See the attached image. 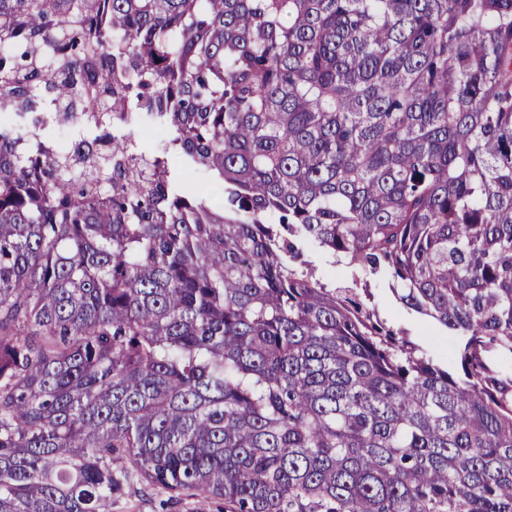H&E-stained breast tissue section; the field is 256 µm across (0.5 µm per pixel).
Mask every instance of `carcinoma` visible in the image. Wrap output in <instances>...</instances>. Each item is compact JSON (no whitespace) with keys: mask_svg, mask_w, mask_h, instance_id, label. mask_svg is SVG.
<instances>
[{"mask_svg":"<svg viewBox=\"0 0 512 512\" xmlns=\"http://www.w3.org/2000/svg\"><path fill=\"white\" fill-rule=\"evenodd\" d=\"M134 482L512 512V0H0V512ZM304 259L314 268L317 277L328 286L347 287L356 277L358 288L367 306L395 330H402L420 350L444 359L448 350L455 348V331L450 330L429 317L407 310L396 299L391 290L392 280L388 274H371L354 271L345 265L333 266L331 256L315 246L304 247ZM366 288V290H365Z\"/></svg>","mask_w":512,"mask_h":512,"instance_id":"carcinoma-1","label":"carcinoma"}]
</instances>
